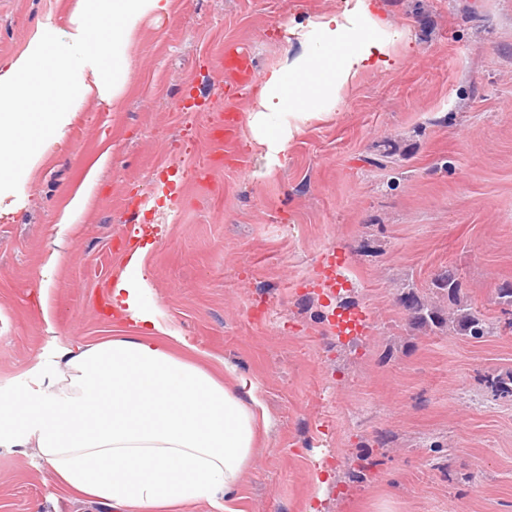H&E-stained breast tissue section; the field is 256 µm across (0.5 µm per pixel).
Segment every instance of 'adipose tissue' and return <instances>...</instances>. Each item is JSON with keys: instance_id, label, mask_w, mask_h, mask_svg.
<instances>
[{"instance_id": "ef3b65f1", "label": "adipose tissue", "mask_w": 512, "mask_h": 512, "mask_svg": "<svg viewBox=\"0 0 512 512\" xmlns=\"http://www.w3.org/2000/svg\"><path fill=\"white\" fill-rule=\"evenodd\" d=\"M169 9L170 0H76L69 33L39 27L29 48L0 68V156L35 164L44 137L69 124L87 98L118 99L140 24ZM289 33L301 50L267 70L247 120L253 140L273 154L336 110L363 74L398 68L410 43L374 0H341ZM148 251L134 249L109 293L134 333L53 341L24 387L0 391V446L35 444L63 489L113 512H175L198 502L241 512V478L270 424L258 384L246 374L222 383L201 364L204 350L149 305Z\"/></svg>"}]
</instances>
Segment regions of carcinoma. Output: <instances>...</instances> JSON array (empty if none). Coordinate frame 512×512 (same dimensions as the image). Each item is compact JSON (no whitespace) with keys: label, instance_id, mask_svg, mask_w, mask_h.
I'll use <instances>...</instances> for the list:
<instances>
[{"label":"carcinoma","instance_id":"1","mask_svg":"<svg viewBox=\"0 0 512 512\" xmlns=\"http://www.w3.org/2000/svg\"><path fill=\"white\" fill-rule=\"evenodd\" d=\"M433 287L446 293L448 302L455 309L443 314L435 303L422 298L414 286L406 285L401 294V303L408 312L409 320L415 327H450L462 336L480 339L494 332V324L483 315L461 303L459 295L462 283L452 268H447L436 275ZM486 387L496 400L512 401V371L486 375L483 378Z\"/></svg>","mask_w":512,"mask_h":512}]
</instances>
